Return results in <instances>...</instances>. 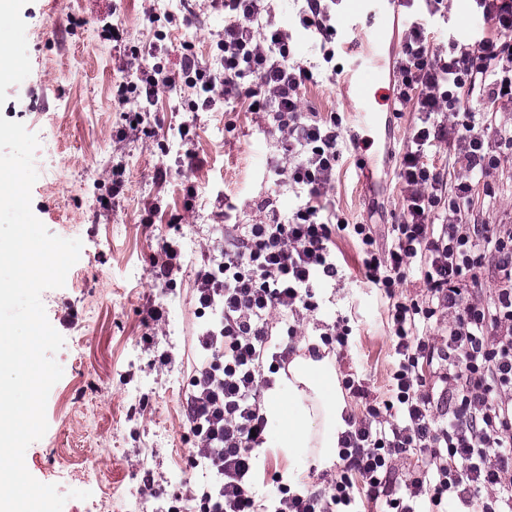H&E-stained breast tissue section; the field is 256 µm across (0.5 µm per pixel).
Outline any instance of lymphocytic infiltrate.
<instances>
[{"label":"lymphocytic infiltrate","instance_id":"obj_1","mask_svg":"<svg viewBox=\"0 0 512 512\" xmlns=\"http://www.w3.org/2000/svg\"><path fill=\"white\" fill-rule=\"evenodd\" d=\"M224 12L217 43L223 76L184 55L181 74L205 111L223 86L225 103L264 112L281 133L288 181L306 194L291 213L266 211L262 222L224 230V278L197 276L198 301L218 310L198 335L203 361L191 378L185 416L195 451L215 481L168 512H358L361 496L382 512H512V225L465 221L472 194L512 136L491 139L488 114L512 105V0H475L494 33L475 42L449 39L434 50L419 12L436 14L444 0H400L411 19L394 69L396 100L417 122L398 166L406 203L388 250L377 249L368 224L334 223L326 196L336 178L342 119H320L301 108L313 73L290 61L291 33L276 25L265 0H213ZM160 67H142L137 81L115 96L129 122H142L160 86ZM476 95L483 113L465 107ZM448 149L461 178L445 183L432 158ZM349 230L362 248L365 278L393 302L388 326L394 365L389 397L348 417L340 464L327 488L278 482L256 499L260 451L268 441L264 393L271 372L287 368L297 334L289 320L315 312L317 290L335 279L332 249ZM418 279L416 298L395 299L396 288ZM493 281L490 290L482 284ZM289 341L274 351L272 338ZM416 455L417 470L398 474Z\"/></svg>","mask_w":512,"mask_h":512}]
</instances>
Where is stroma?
<instances>
[{
    "mask_svg": "<svg viewBox=\"0 0 512 512\" xmlns=\"http://www.w3.org/2000/svg\"><path fill=\"white\" fill-rule=\"evenodd\" d=\"M279 25L293 38V59L316 66L302 93V109L321 116L351 113L340 81L320 71L322 37L298 26L301 0H270ZM5 30L24 40L11 69L0 68V115L21 122L39 141L55 139L51 156L36 154L39 177L32 211L49 233L80 239V257L65 284L42 293L52 327L65 343L55 359L63 369L46 404L48 429L25 453L30 474L59 492L86 490L63 512H132L130 491L152 481L147 512L168 508L172 493L189 494L195 478L185 470L194 441L183 404L197 362L196 273L220 248L217 224H255L270 201L289 212L305 198L271 170L278 136L262 115L245 105L223 104L190 113L195 94L184 84L161 88L141 132L129 130L114 99L119 81L139 64L155 62L169 76L180 71L181 45L197 60L218 68L216 42L224 15L209 0H6ZM121 21L124 42L115 43L106 23ZM431 42L476 41L490 36L492 21L473 0H449L446 13L422 19ZM412 113L395 119L386 135L360 131L348 142L329 190L336 211L351 224L372 225L379 249L392 241L402 216L395 153L401 152ZM189 138H181L182 126ZM126 169V185L112 193V167ZM166 167V181L155 171ZM497 189L488 204L475 193L468 221L512 225V154L487 176ZM114 196L111 208L99 198ZM192 256L170 281L156 278L153 262L164 240ZM335 280L319 290L320 308L300 322L297 337L309 344L316 321L349 319L350 345L336 352L339 376L358 373L370 399L384 400L393 367L386 323L388 298L367 284L355 238L335 239ZM163 303L156 325L143 321L150 303ZM312 476L309 462L278 448L262 455L264 492L288 470Z\"/></svg>",
    "mask_w": 512,
    "mask_h": 512,
    "instance_id": "35a3bbf8",
    "label": "stroma"
}]
</instances>
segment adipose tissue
<instances>
[{
  "mask_svg": "<svg viewBox=\"0 0 512 512\" xmlns=\"http://www.w3.org/2000/svg\"><path fill=\"white\" fill-rule=\"evenodd\" d=\"M278 388L288 395V413H281L272 400L266 401L265 410L269 422L287 425L284 446L289 456L309 458L320 472L332 470L339 460V436L346 429L347 415L333 356H293Z\"/></svg>",
  "mask_w": 512,
  "mask_h": 512,
  "instance_id": "adipose-tissue-1",
  "label": "adipose tissue"
}]
</instances>
